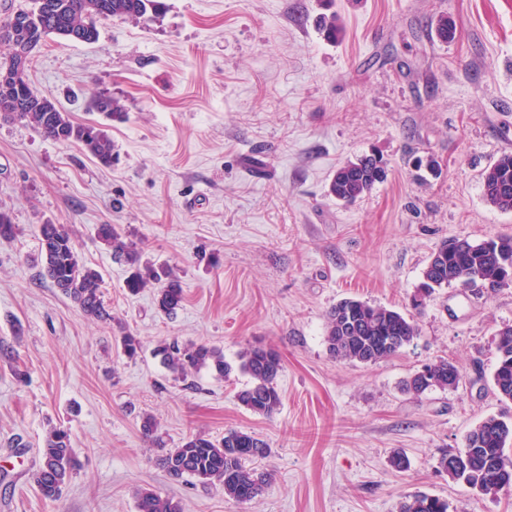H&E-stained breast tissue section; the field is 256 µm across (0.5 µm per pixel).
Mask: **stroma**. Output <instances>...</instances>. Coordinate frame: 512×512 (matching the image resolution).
I'll return each instance as SVG.
<instances>
[{
    "mask_svg": "<svg viewBox=\"0 0 512 512\" xmlns=\"http://www.w3.org/2000/svg\"><path fill=\"white\" fill-rule=\"evenodd\" d=\"M147 26L102 21L87 44L47 38L32 86L77 122L99 120L104 93L117 156L103 167L78 145L0 119V512H137L134 492L181 512H398L404 496L450 512H512V490L484 496L448 477L487 416L512 421L492 385L494 335L512 325V285L412 297L445 240L512 235L490 206L484 169L512 153V0H165ZM336 13L338 42L317 15ZM451 19L454 41L435 34ZM382 157L387 176L351 205L329 196L337 168ZM65 224L80 260L100 272L112 318L89 320L42 280L37 230ZM114 225L141 261L171 269L181 305L129 294V269L97 236ZM353 297L413 317L417 338L376 363L331 356L327 313ZM142 342L128 358L119 337ZM207 344L229 363L249 346L278 351L281 407L237 400L248 376L204 368L181 379L155 357L162 341ZM446 358L457 388L415 396L404 382ZM24 379H16V371ZM157 442L143 438V415ZM69 430L81 466L59 500L33 484L46 431ZM256 434L273 479L239 504L194 479H171L164 449L185 437ZM403 450L410 467L389 457ZM448 509V501L424 493L405 496L399 506V512H448Z\"/></svg>",
    "mask_w": 512,
    "mask_h": 512,
    "instance_id": "stroma-1",
    "label": "stroma"
}]
</instances>
